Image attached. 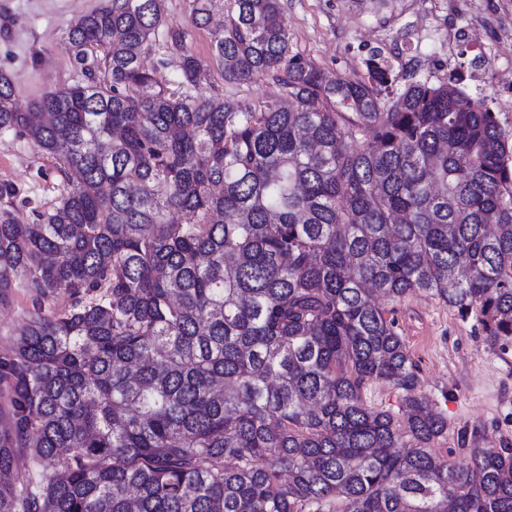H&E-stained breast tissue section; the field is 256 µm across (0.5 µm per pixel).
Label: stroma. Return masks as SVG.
Returning <instances> with one entry per match:
<instances>
[{
  "label": "stroma",
  "instance_id": "obj_1",
  "mask_svg": "<svg viewBox=\"0 0 512 512\" xmlns=\"http://www.w3.org/2000/svg\"><path fill=\"white\" fill-rule=\"evenodd\" d=\"M105 0H0V71L11 75L19 109L46 90L73 84L79 75L67 31ZM195 0H163L167 24L186 28L188 50L204 64L198 87L226 103H271L279 90L266 75L251 83L225 82L212 54V35L232 12V0H215L206 25L193 21ZM292 53L312 60L331 77L362 78L365 63L381 54L392 74L415 68L420 77L459 78L471 97L485 100L512 137V86L500 87L496 71L512 70V0H281ZM482 24L480 53L448 37ZM168 93L179 94L175 52L157 38L142 58ZM12 183L23 222L51 210L63 190L53 159L25 139L0 135V183ZM393 321L416 366L415 394L448 423L432 452L456 463L473 448H512V340L491 339L479 322L462 318L435 296L411 294L375 299ZM406 391L369 382L364 403L405 422Z\"/></svg>",
  "mask_w": 512,
  "mask_h": 512
}]
</instances>
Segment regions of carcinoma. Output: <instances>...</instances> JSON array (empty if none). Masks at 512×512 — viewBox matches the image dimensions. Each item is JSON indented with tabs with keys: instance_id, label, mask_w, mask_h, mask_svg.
Here are the masks:
<instances>
[{
	"instance_id": "obj_1",
	"label": "carcinoma",
	"mask_w": 512,
	"mask_h": 512,
	"mask_svg": "<svg viewBox=\"0 0 512 512\" xmlns=\"http://www.w3.org/2000/svg\"><path fill=\"white\" fill-rule=\"evenodd\" d=\"M234 6L224 80L296 107L198 92L161 0L77 19L83 80L27 112L0 73V134L66 182L31 223L0 184V305L57 302L0 354V512H512V448L431 452L447 423L372 300L431 293L512 337L509 137L451 79L398 90L372 57L329 80L289 54L280 0ZM158 34L178 96L142 65ZM371 380L408 393L405 429L365 407ZM20 452L47 481L10 478Z\"/></svg>"
}]
</instances>
